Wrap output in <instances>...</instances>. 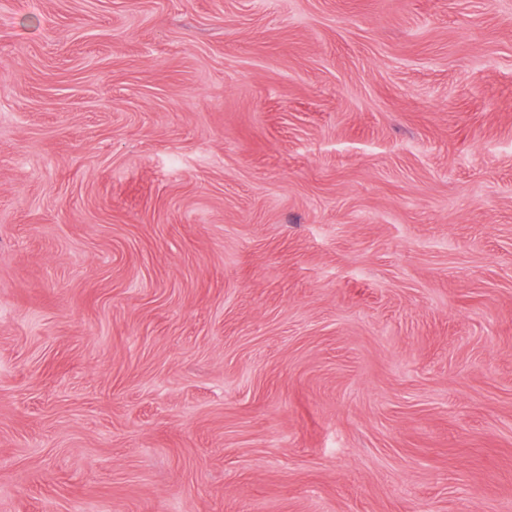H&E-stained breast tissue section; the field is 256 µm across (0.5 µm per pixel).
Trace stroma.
<instances>
[{
	"mask_svg": "<svg viewBox=\"0 0 512 512\" xmlns=\"http://www.w3.org/2000/svg\"><path fill=\"white\" fill-rule=\"evenodd\" d=\"M0 512H512V0H0Z\"/></svg>",
	"mask_w": 512,
	"mask_h": 512,
	"instance_id": "35a3bbf8",
	"label": "stroma"
}]
</instances>
